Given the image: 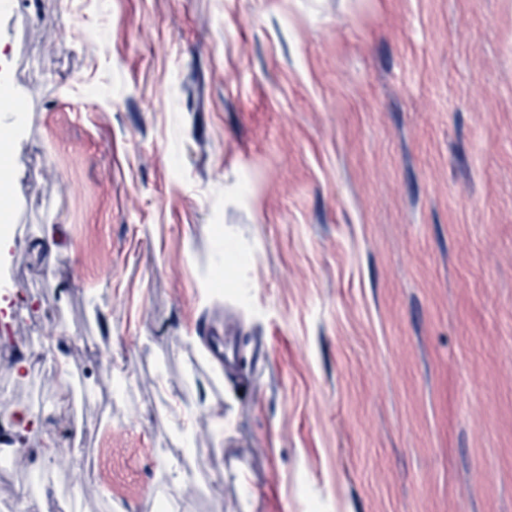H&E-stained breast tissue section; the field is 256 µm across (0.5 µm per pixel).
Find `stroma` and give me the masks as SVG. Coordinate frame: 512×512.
<instances>
[{"label":"stroma","instance_id":"1","mask_svg":"<svg viewBox=\"0 0 512 512\" xmlns=\"http://www.w3.org/2000/svg\"><path fill=\"white\" fill-rule=\"evenodd\" d=\"M0 43V512H512V0H10ZM54 448L55 463L58 466H67L72 456V448L64 446L61 442H57L55 447V443L52 440H47L44 448L40 450L43 465L46 467L53 465Z\"/></svg>","mask_w":512,"mask_h":512}]
</instances>
